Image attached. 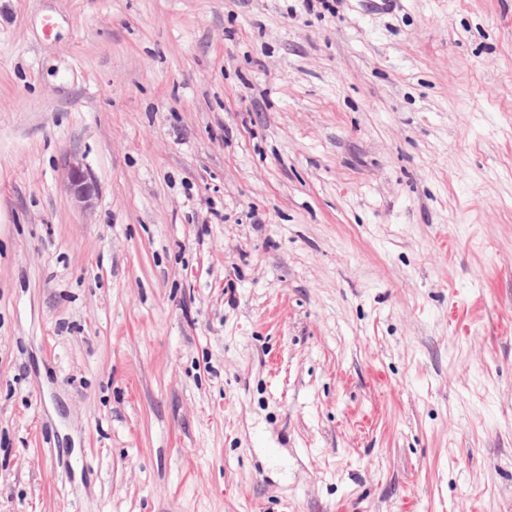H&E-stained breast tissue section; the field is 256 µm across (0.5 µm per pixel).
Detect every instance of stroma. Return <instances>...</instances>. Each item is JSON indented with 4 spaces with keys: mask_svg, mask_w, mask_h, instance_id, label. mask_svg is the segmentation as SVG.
Masks as SVG:
<instances>
[{
    "mask_svg": "<svg viewBox=\"0 0 512 512\" xmlns=\"http://www.w3.org/2000/svg\"><path fill=\"white\" fill-rule=\"evenodd\" d=\"M0 512H512V0H0ZM67 190L83 208H90L93 205L97 186L92 175L79 163H70Z\"/></svg>",
    "mask_w": 512,
    "mask_h": 512,
    "instance_id": "1",
    "label": "stroma"
}]
</instances>
